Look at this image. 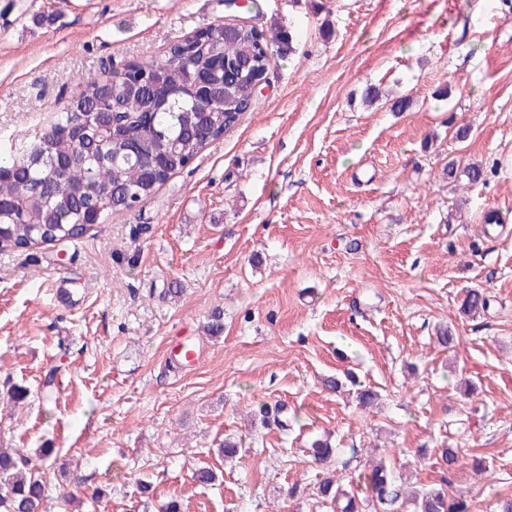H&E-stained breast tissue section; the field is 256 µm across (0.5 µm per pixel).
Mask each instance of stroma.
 Returning <instances> with one entry per match:
<instances>
[{
    "label": "stroma",
    "mask_w": 512,
    "mask_h": 512,
    "mask_svg": "<svg viewBox=\"0 0 512 512\" xmlns=\"http://www.w3.org/2000/svg\"><path fill=\"white\" fill-rule=\"evenodd\" d=\"M217 23L293 35L240 123L78 242L0 252V448L45 471L46 512H333L317 439L358 497L373 455L493 512L512 497V0H0V138ZM473 163L485 181L448 179ZM473 288L491 305L466 315ZM177 336L198 366L170 361ZM349 370L370 409L326 389Z\"/></svg>",
    "instance_id": "obj_1"
}]
</instances>
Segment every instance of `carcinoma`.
<instances>
[{
  "label": "carcinoma",
  "instance_id": "1",
  "mask_svg": "<svg viewBox=\"0 0 512 512\" xmlns=\"http://www.w3.org/2000/svg\"><path fill=\"white\" fill-rule=\"evenodd\" d=\"M292 50L286 31L209 25L171 44L162 57L113 68L85 83L52 124L21 140L0 141V251L75 242L114 212L137 208L240 122L252 103L244 85L267 77L275 55ZM472 288L462 310L489 308ZM318 464L328 443L310 448ZM375 512H472L471 500L444 488L408 492L394 470L371 463L363 473ZM44 473L16 448H0V512H41ZM322 501L361 512L359 499L326 476Z\"/></svg>",
  "mask_w": 512,
  "mask_h": 512
}]
</instances>
